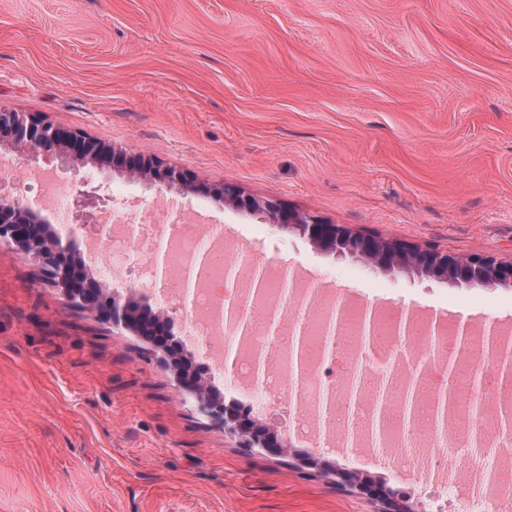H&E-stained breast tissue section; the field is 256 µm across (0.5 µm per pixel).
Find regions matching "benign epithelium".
Instances as JSON below:
<instances>
[{"mask_svg": "<svg viewBox=\"0 0 512 512\" xmlns=\"http://www.w3.org/2000/svg\"><path fill=\"white\" fill-rule=\"evenodd\" d=\"M14 154L59 159L90 171L108 166L124 167L130 177L150 180L167 189L176 188L183 193L199 189L187 173L163 167L150 157L140 156L130 162L122 150L111 145L44 123L32 115L0 107V155ZM214 193L224 203L251 214H262L271 223L297 232L316 248L339 257L350 256L390 272L415 271L471 288L512 286V260L459 256L399 239L364 235L343 225L325 224L314 216L284 209L273 201L245 195L229 184L214 189ZM46 223L48 220L42 210L20 198L0 194L1 244L14 246L31 257L47 271L55 285L65 288L73 301L101 320L126 330L138 329L136 307L114 294H104L103 285L95 276H89L82 289L67 288L69 264L77 253V244L46 230ZM175 375L178 385L193 395L198 409L224 433L238 437L247 448H258L270 454L282 451L283 435L277 428L254 423L246 411L224 403L222 397L215 398L210 385L202 379L179 371ZM325 475L339 490L377 503L379 512H408V508L379 484L334 468L326 469Z\"/></svg>", "mask_w": 512, "mask_h": 512, "instance_id": "benign-epithelium-1", "label": "benign epithelium"}]
</instances>
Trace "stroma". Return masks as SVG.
<instances>
[{"label": "stroma", "mask_w": 512, "mask_h": 512, "mask_svg": "<svg viewBox=\"0 0 512 512\" xmlns=\"http://www.w3.org/2000/svg\"><path fill=\"white\" fill-rule=\"evenodd\" d=\"M0 106L190 171L112 170L118 221L167 205L329 287L512 326V287L388 272L216 200L230 184L329 224L512 259V0H0ZM241 447L151 342L72 302L0 244V512H377L320 468ZM318 460L400 489L396 459Z\"/></svg>", "instance_id": "stroma-1"}]
</instances>
